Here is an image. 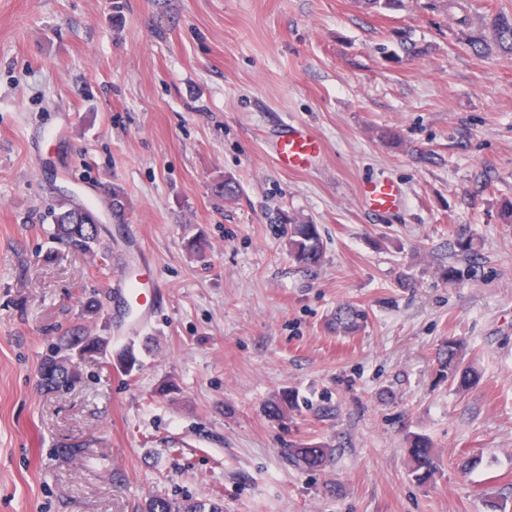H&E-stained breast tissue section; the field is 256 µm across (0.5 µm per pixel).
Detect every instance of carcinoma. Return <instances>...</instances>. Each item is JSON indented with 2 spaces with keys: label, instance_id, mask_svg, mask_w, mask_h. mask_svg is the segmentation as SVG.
<instances>
[{
  "label": "carcinoma",
  "instance_id": "1",
  "mask_svg": "<svg viewBox=\"0 0 512 512\" xmlns=\"http://www.w3.org/2000/svg\"><path fill=\"white\" fill-rule=\"evenodd\" d=\"M491 36L478 34L471 37L470 47L478 54L497 49L512 55V16L498 12L491 22ZM54 235L69 248L93 253L106 248L101 236H96L89 242L83 235L80 224L69 221V207L61 201L54 212ZM288 251L292 259L299 265L314 268L323 258L324 242L319 225L307 221L293 219L288 228ZM364 322L362 311L351 304H341L331 319V325L336 332L350 335L356 332ZM464 342L450 337L438 352L441 366L448 370V380L457 382L463 388L469 384L475 371L461 365V355ZM82 348L89 352L105 353L108 350L107 338L103 336H85L78 332L63 336L54 346L52 355L46 357L41 367V382L43 390L53 392L69 387V381L79 379L77 366L73 362V354ZM409 443L421 449L418 454L409 456L412 472L422 482L429 480L436 470V457L428 438L414 435ZM296 460L305 468L319 470L330 459L331 449L321 442H308L293 450ZM143 512H223L218 504L205 507L203 504L180 506L166 497L156 495L144 505Z\"/></svg>",
  "mask_w": 512,
  "mask_h": 512
}]
</instances>
